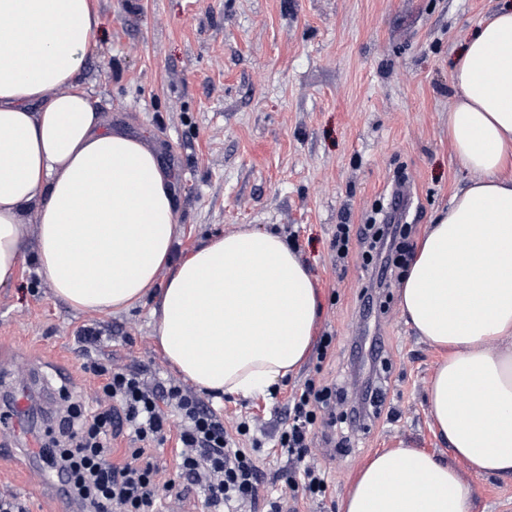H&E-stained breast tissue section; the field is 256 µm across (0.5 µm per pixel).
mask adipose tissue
<instances>
[{"label": "adipose tissue", "instance_id": "1", "mask_svg": "<svg viewBox=\"0 0 512 512\" xmlns=\"http://www.w3.org/2000/svg\"><path fill=\"white\" fill-rule=\"evenodd\" d=\"M99 29L93 0H0V285L35 239L56 299L90 314L153 299L155 340L187 380L266 394L312 347L315 278L270 231L173 260L169 172L83 87ZM452 79L448 142L476 177L428 225L400 299L417 336L445 352L427 401L452 459L403 443L377 452L342 512H468L461 467L512 475V5L464 37Z\"/></svg>", "mask_w": 512, "mask_h": 512}]
</instances>
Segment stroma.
Masks as SVG:
<instances>
[{
  "label": "stroma",
  "instance_id": "1",
  "mask_svg": "<svg viewBox=\"0 0 512 512\" xmlns=\"http://www.w3.org/2000/svg\"><path fill=\"white\" fill-rule=\"evenodd\" d=\"M99 46L84 84L107 120L142 133L175 182L176 256L210 238L248 227L273 231L302 254L319 289L320 331L336 338L326 378L344 379L358 398L367 378L383 396L374 417L346 447L314 451L328 472L324 496L300 512H339L357 472L399 443L448 461L426 389L441 351L420 340L392 288L368 318L358 295L361 262L336 265L337 225L365 224L386 207L395 175L411 189L406 213L418 243L470 173L448 143L450 64L464 36L502 0H96ZM28 240L18 280L0 286V394L57 398L61 388L92 394L74 336L92 324L99 357L176 374L156 346L150 304L86 314L54 298ZM381 341V358H352L354 342ZM314 366L305 360L266 397L228 396L213 406L234 425L265 427L256 457L273 494L292 467L277 445L291 391ZM23 451L0 459V491L27 512H54L49 496L28 493ZM470 512H512V476H474Z\"/></svg>",
  "mask_w": 512,
  "mask_h": 512
}]
</instances>
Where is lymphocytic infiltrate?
<instances>
[{"mask_svg": "<svg viewBox=\"0 0 512 512\" xmlns=\"http://www.w3.org/2000/svg\"><path fill=\"white\" fill-rule=\"evenodd\" d=\"M404 200L393 197L382 223L340 224L331 247L339 265L361 257L371 284L359 294L361 312H369L372 289L395 284V270L410 254L411 225L401 223ZM100 333L84 328L78 350L83 373L97 379L96 394L85 400L66 396L52 409L39 439L44 467L62 478L75 512H164L181 485L195 487L210 512H283L285 499L325 494L327 477L311 450L328 441L327 427L344 421L355 429L364 420V403L349 401L335 380L307 378L291 393L288 425L279 446L294 464L288 498H269L264 474L254 456L261 447L260 425L238 423L228 430L212 404L180 380L149 376L142 365L117 366L92 358ZM180 417L171 427L170 412ZM127 438L121 462H114V442ZM176 444L178 474L165 480L150 455L152 448Z\"/></svg>", "mask_w": 512, "mask_h": 512, "instance_id": "f902f5d3", "label": "lymphocytic infiltrate"}]
</instances>
